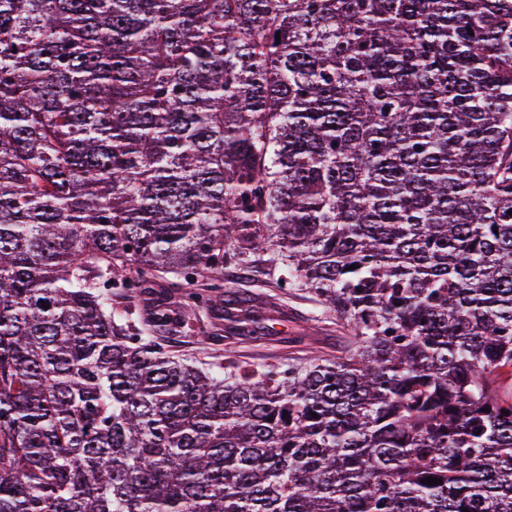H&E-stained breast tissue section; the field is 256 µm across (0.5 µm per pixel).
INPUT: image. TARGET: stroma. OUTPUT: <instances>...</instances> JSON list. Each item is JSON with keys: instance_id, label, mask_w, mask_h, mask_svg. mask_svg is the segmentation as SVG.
<instances>
[{"instance_id": "obj_1", "label": "stroma", "mask_w": 512, "mask_h": 512, "mask_svg": "<svg viewBox=\"0 0 512 512\" xmlns=\"http://www.w3.org/2000/svg\"><path fill=\"white\" fill-rule=\"evenodd\" d=\"M224 301L227 312L264 318L261 338L250 337L238 323L203 314L196 336L172 340L170 351L202 367L212 355H220L225 372L230 373L240 365H301L317 354L339 355L348 343L347 329L314 294L304 288L282 287L266 262L225 267ZM215 331L220 332L221 341L206 343V336Z\"/></svg>"}]
</instances>
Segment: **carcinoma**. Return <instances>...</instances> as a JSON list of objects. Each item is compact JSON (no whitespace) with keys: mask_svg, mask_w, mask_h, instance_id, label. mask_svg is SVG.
<instances>
[{"mask_svg":"<svg viewBox=\"0 0 512 512\" xmlns=\"http://www.w3.org/2000/svg\"><path fill=\"white\" fill-rule=\"evenodd\" d=\"M511 209L512 0H0V512H512ZM265 251L347 348L171 354Z\"/></svg>","mask_w":512,"mask_h":512,"instance_id":"1","label":"carcinoma"}]
</instances>
